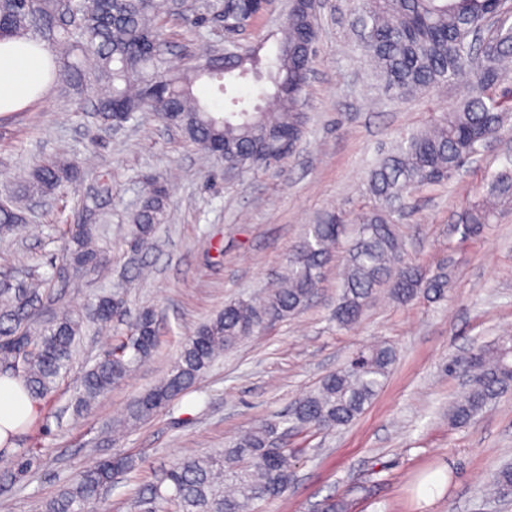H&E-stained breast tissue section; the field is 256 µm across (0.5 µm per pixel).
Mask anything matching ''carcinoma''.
<instances>
[{"instance_id": "carcinoma-1", "label": "carcinoma", "mask_w": 512, "mask_h": 512, "mask_svg": "<svg viewBox=\"0 0 512 512\" xmlns=\"http://www.w3.org/2000/svg\"><path fill=\"white\" fill-rule=\"evenodd\" d=\"M507 0H358L356 21L362 29L361 50L372 60L376 78L399 97L439 92L470 74L474 83L455 108L433 117L429 126L401 138L370 170L372 205L355 227L331 215L309 226L295 246L287 270L257 296L239 299L186 337L166 378L129 408V428L169 405L193 387L214 359L243 339L283 321L314 295L336 245L349 247L341 271V289L332 313L336 326L356 324L382 286L398 303L419 297H447L450 274L429 276L403 261L405 240L399 228L405 194L424 185L454 178L469 155L496 138L512 116V7ZM226 11L253 24L258 20L245 0H0V41L23 38L55 47L50 76L81 102H90L100 127L135 120L150 112L177 129L199 149L224 150V167L242 172L266 167L285 157L281 136L292 133L293 152L305 133L300 103L316 56L315 46L300 40L304 18L288 15L275 57L260 48L232 55L216 48L190 56L193 64L170 70L164 58L168 28L179 21L199 30ZM206 77L224 95V111L214 112L194 95ZM268 81L280 111L264 112L239 87ZM74 160L47 159L30 169L23 195L51 196L77 182ZM166 190L149 184L141 208L125 234L144 246L166 218ZM512 205V157L491 178L486 195L459 217L462 237L479 234L497 210ZM27 220L18 201L0 203V229L12 230ZM101 225L96 202L81 199L71 220L58 225L65 246L61 262L96 267ZM50 284L33 266L26 281H0V370L20 377L37 402L48 401L67 374L76 338L90 325L103 326L126 311L123 299L103 290L88 311H64L40 325L38 310ZM158 343L153 312L139 313L131 335L115 344L76 385L73 412L82 414L105 391L123 382L148 359ZM396 360L392 346L377 343L355 352L340 369L324 376L316 388L299 397L288 414V429L297 433L338 430L350 425L376 397ZM468 390L448 409V422L461 428L512 391V337L478 348L466 361ZM283 422L268 420L226 448L204 456L180 458L149 489L143 512H253L258 501L280 498L291 483L294 454L281 443ZM131 468L125 457L100 461L80 473L41 506L42 512H89L112 486L114 476ZM485 491L512 498V463L490 475Z\"/></svg>"}]
</instances>
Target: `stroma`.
Wrapping results in <instances>:
<instances>
[{
	"label": "stroma",
	"instance_id": "35a3bbf8",
	"mask_svg": "<svg viewBox=\"0 0 512 512\" xmlns=\"http://www.w3.org/2000/svg\"><path fill=\"white\" fill-rule=\"evenodd\" d=\"M356 6V0H324L319 52L302 99L306 133L291 155L268 167L225 173L222 163L148 113L117 130L99 128L88 105L55 83L23 109L0 114V200L33 161L74 156L82 170L76 185L43 201L27 224L0 235V278L22 280L35 264L55 279L44 321L84 310L108 286L131 312L153 310L159 327L152 356L76 417V376L127 326L116 320L111 331L85 336L48 404L15 436L12 449L0 452L6 512H39L43 500L113 455L131 458L133 468L115 476L96 512H140L141 497L181 457L211 453L262 421L284 417L297 397L375 342L397 353L379 394L346 428L288 434L284 444L296 451L294 478L258 512H316L329 496L346 512H512V502L482 490L497 465L512 458V392L466 427L448 423V405L464 388L449 363L512 336V209L499 211L475 237L462 238L455 227L512 155V121L454 179L420 187L407 201L405 260L429 274L450 266L447 298L402 305L382 291L360 323L337 328L331 314L344 252L336 250L317 292L297 314L224 352L168 407L114 441L104 439L106 427L167 376L186 336L225 304L260 292L309 224L328 213L354 219L369 204L367 176L380 154L426 127L434 109L454 107L453 89L405 99L379 85L358 46ZM284 8L283 0H272L244 42L274 54ZM105 169L112 172L106 207L112 231L103 243L108 270L56 280L50 262L62 248L56 223ZM151 179L169 190L167 219L136 259L123 229ZM30 448L38 449L39 462L15 476L17 454Z\"/></svg>",
	"mask_w": 512,
	"mask_h": 512
}]
</instances>
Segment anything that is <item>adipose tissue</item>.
<instances>
[{
	"label": "adipose tissue",
	"instance_id": "obj_1",
	"mask_svg": "<svg viewBox=\"0 0 512 512\" xmlns=\"http://www.w3.org/2000/svg\"><path fill=\"white\" fill-rule=\"evenodd\" d=\"M51 53L21 40L0 41V112H12L37 98L48 82ZM38 411L20 378L0 376V447L11 448L22 425Z\"/></svg>",
	"mask_w": 512,
	"mask_h": 512
}]
</instances>
